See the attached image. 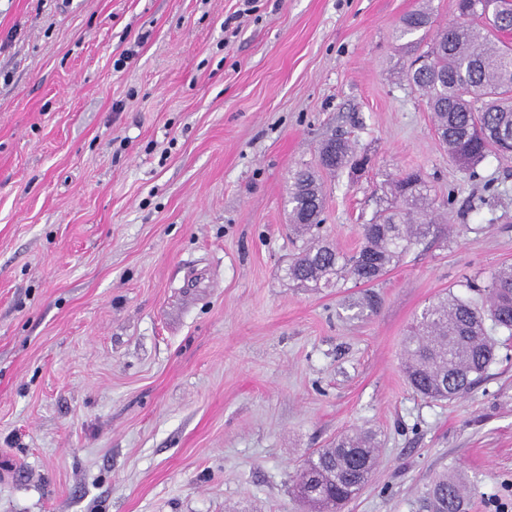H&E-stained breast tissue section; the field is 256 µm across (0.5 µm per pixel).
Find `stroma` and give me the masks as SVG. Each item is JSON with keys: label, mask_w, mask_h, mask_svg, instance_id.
<instances>
[{"label": "stroma", "mask_w": 512, "mask_h": 512, "mask_svg": "<svg viewBox=\"0 0 512 512\" xmlns=\"http://www.w3.org/2000/svg\"><path fill=\"white\" fill-rule=\"evenodd\" d=\"M239 7L0 0V512H308L346 430L379 452L342 512H415L447 470L468 512L512 502V338L453 401L403 370L424 308L512 264V156L470 177L405 77L402 17L456 0ZM335 133L368 159L321 176L338 251L400 175L455 204L373 284L299 288L284 200Z\"/></svg>", "instance_id": "1"}]
</instances>
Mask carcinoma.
Wrapping results in <instances>:
<instances>
[{
    "mask_svg": "<svg viewBox=\"0 0 512 512\" xmlns=\"http://www.w3.org/2000/svg\"><path fill=\"white\" fill-rule=\"evenodd\" d=\"M483 2L457 0L454 37L437 32L419 54L427 65L405 73L409 85L427 99L440 144L472 177L488 154L512 152V42L499 38L512 30V0H498L497 12L490 16ZM431 24L429 12L412 11L401 19L398 38L427 32ZM318 158L329 173L359 165L342 137L324 140ZM396 189L402 204L361 225L362 244L346 256L313 235L323 223V184L315 171L297 170L288 191L290 224L310 238L288 266V279L303 288H327L343 275L372 284L422 244L435 224L448 222L454 190L433 209L419 176L398 179ZM497 332L512 336V265L491 273L482 303L450 293L422 311L405 345L409 385L426 399L463 397L494 362ZM376 447V434L345 431L313 454L296 484L312 512H340L368 481L376 463L371 449ZM468 501L460 479L445 473L419 497L417 512H468Z\"/></svg>",
    "mask_w": 512,
    "mask_h": 512,
    "instance_id": "1",
    "label": "carcinoma"
}]
</instances>
